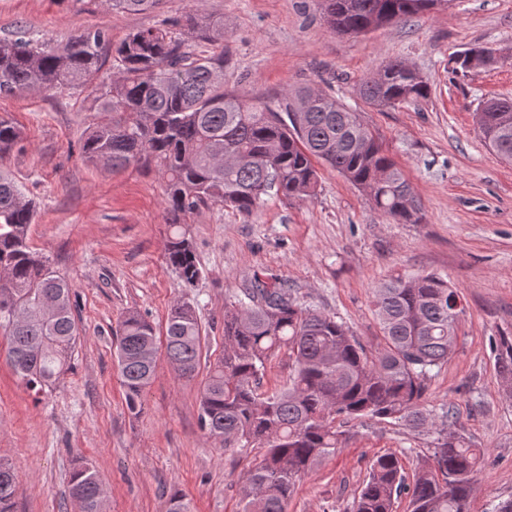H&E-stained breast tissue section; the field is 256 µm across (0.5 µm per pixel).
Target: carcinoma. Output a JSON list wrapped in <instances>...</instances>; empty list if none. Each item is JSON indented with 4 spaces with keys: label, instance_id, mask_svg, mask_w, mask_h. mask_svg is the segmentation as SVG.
I'll return each mask as SVG.
<instances>
[{
    "label": "carcinoma",
    "instance_id": "cac0c4a2",
    "mask_svg": "<svg viewBox=\"0 0 512 512\" xmlns=\"http://www.w3.org/2000/svg\"><path fill=\"white\" fill-rule=\"evenodd\" d=\"M160 0H106L122 12L155 9ZM329 29L357 35L384 22L446 7L450 0H320ZM224 42V22L188 14L158 27L130 32L112 43L104 28L77 31L62 44L24 36L0 37V96L54 90L88 91L97 102L81 150L92 165L114 170L156 169L164 179L170 236L166 262L186 286L201 277L186 217L219 204L250 217L271 189L286 199L315 194L322 164L363 191L374 208L398 224L421 221V205L402 171L360 113L330 93L309 86L269 101H246L224 88V51L198 50ZM117 77L97 81L103 54ZM354 93L378 108L430 96L427 80L411 65L391 60L361 80ZM477 124L487 146L512 161V102L480 107ZM22 130L0 117V161L23 149ZM37 210L15 177L0 166V334L6 360L26 386L43 392L65 373L79 335L72 285L29 245ZM448 280L429 273L394 276L375 292L383 344L368 348L335 317L302 306L278 279L256 272L224 301V357L204 382L199 421L224 448H261L243 476L242 512H286L300 478L346 442L342 427L357 420L398 422L433 434L431 464L407 477L394 452L375 457L353 512H394L404 496L410 512H467L475 473L485 451L455 428L449 410L426 405L432 372L456 348L464 307ZM202 325L193 303L179 299L166 322L165 354L181 378L197 369ZM288 351V385L263 389L269 361ZM492 351L503 389L512 396V336H498ZM153 325L125 314L114 355L128 410L143 409V394L157 367ZM17 477L0 460V512H13ZM103 483L82 462L73 468L69 497L77 512H104Z\"/></svg>",
    "mask_w": 512,
    "mask_h": 512
}]
</instances>
